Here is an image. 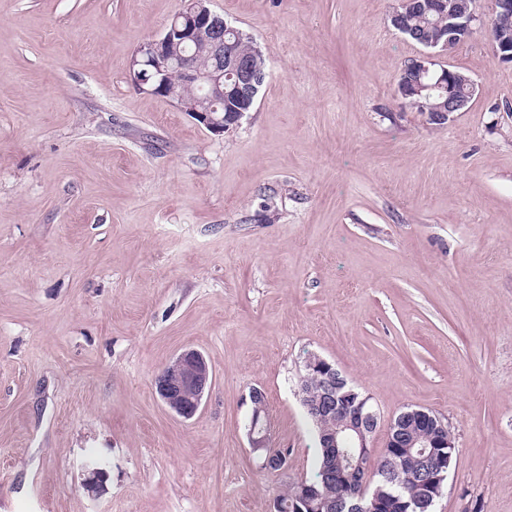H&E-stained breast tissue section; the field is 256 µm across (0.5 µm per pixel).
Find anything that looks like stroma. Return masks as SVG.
Instances as JSON below:
<instances>
[{"label":"stroma","instance_id":"1","mask_svg":"<svg viewBox=\"0 0 512 512\" xmlns=\"http://www.w3.org/2000/svg\"><path fill=\"white\" fill-rule=\"evenodd\" d=\"M185 5L0 0V512H274L314 475L312 355L383 428L447 419L436 512H512V67L481 29L436 54L476 87L436 127L397 95L398 0H212L267 71L215 134L128 79ZM185 349L186 421L154 388ZM212 385V372L197 351L185 349L154 380L155 391L168 410L182 419L198 411L206 390ZM176 390L181 393L176 394ZM268 427L265 425V431L260 437H256L253 431H248L250 447L253 452L259 453L261 466L265 469L281 471L288 467L287 455L278 452V449L269 448L267 444Z\"/></svg>","mask_w":512,"mask_h":512}]
</instances>
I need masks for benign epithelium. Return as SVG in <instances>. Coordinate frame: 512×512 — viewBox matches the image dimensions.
<instances>
[{
  "label": "benign epithelium",
  "mask_w": 512,
  "mask_h": 512,
  "mask_svg": "<svg viewBox=\"0 0 512 512\" xmlns=\"http://www.w3.org/2000/svg\"><path fill=\"white\" fill-rule=\"evenodd\" d=\"M212 0H187L186 6L176 13L164 26L161 33L137 49L131 56L128 77L138 90L169 100L180 111L188 112L214 133H224L238 123L244 112H224V78H234V88H247L249 93L257 91L266 79V73L257 72L251 63L224 51V34L237 29L213 12ZM448 36L443 46L460 45L467 41L476 27L485 26L493 46L494 60L500 65L512 66V32L495 26L491 20L512 15V0H491L490 22L485 23L476 14L474 0H448ZM204 46L212 59L211 67L201 68L192 48ZM420 74L432 78L434 87L448 95V111L443 116L463 110L475 93L474 82L450 68H441V73L432 71L436 61L430 53L414 58ZM176 71L181 84L193 90L186 96L178 92L171 83V71ZM309 374L300 380L299 394L305 396L310 378L322 384L320 404L336 411L346 435L337 433L322 435V445L327 456L337 455L344 437L354 439L358 448L352 468L336 466V479L343 489L334 500L321 498L315 486L304 479L294 482L296 488L293 512H312L319 507L323 512H379L376 495L369 492V471L371 451L369 440L376 432L379 415L370 403V397L348 385L346 377L326 359L313 355L306 361ZM212 385V372L205 358L197 351L185 349L178 354L154 380L155 391L168 410L182 419L192 418L198 411L206 390ZM422 426L433 431L420 443L415 439L404 441L401 425L405 415L394 420L386 434L385 442L390 448L404 445L413 448L421 444L423 448L436 449L440 459L436 468H427L426 474L418 482V494L414 502L417 507L435 504L443 495L452 456L449 449L454 443L448 439L436 438L441 431H448V423L443 418L423 410L410 413ZM250 447L259 454L261 466L265 469L281 471L288 467L287 455L268 447L267 434L254 436L248 431Z\"/></svg>",
  "instance_id": "1"
}]
</instances>
